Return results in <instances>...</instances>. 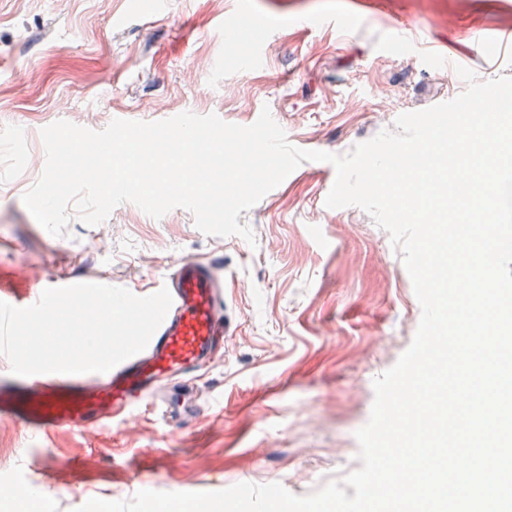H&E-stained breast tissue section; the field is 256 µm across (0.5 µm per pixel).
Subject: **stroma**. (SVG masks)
Listing matches in <instances>:
<instances>
[{
  "label": "stroma",
  "instance_id": "1",
  "mask_svg": "<svg viewBox=\"0 0 512 512\" xmlns=\"http://www.w3.org/2000/svg\"><path fill=\"white\" fill-rule=\"evenodd\" d=\"M241 14L269 23L249 69L224 38ZM437 48L481 79L512 76V0H0V296L27 292L26 269L135 291L175 259L219 257L231 330L196 382L212 401L199 415L167 426L142 410L94 437L0 422V486L54 484L51 512H76L244 482L303 496L361 468L373 382L409 347L421 306L389 234L359 207H326L333 165L302 162L241 212L251 243L203 234L186 209L156 219L129 202L93 227L70 214L54 236L22 196L42 174L30 164L40 132L59 120L100 131L191 112L248 126L266 107L292 145L347 153L466 89L428 69Z\"/></svg>",
  "mask_w": 512,
  "mask_h": 512
}]
</instances>
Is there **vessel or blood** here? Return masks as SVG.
<instances>
[{
	"instance_id": "1",
	"label": "vessel or blood",
	"mask_w": 512,
	"mask_h": 512,
	"mask_svg": "<svg viewBox=\"0 0 512 512\" xmlns=\"http://www.w3.org/2000/svg\"><path fill=\"white\" fill-rule=\"evenodd\" d=\"M81 275L34 278L21 306L50 286L81 282ZM172 305L148 346L105 373H58L0 378V419L37 432L74 430L92 435L142 408L184 413L183 389L193 374L224 352V271L220 262L185 257L159 280Z\"/></svg>"
}]
</instances>
